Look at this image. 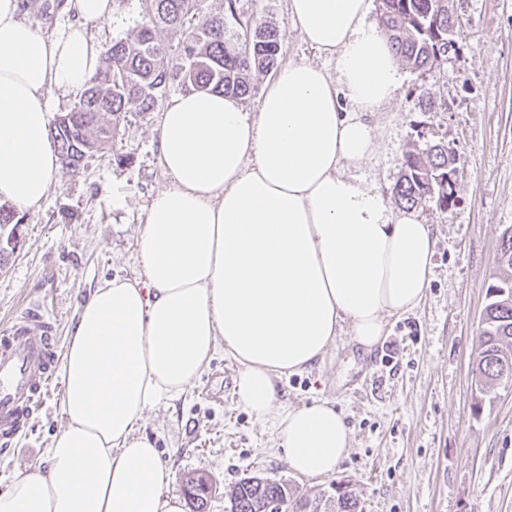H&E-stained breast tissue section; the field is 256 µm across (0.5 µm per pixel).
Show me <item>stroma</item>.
I'll list each match as a JSON object with an SVG mask.
<instances>
[{
  "instance_id": "35a3bbf8",
  "label": "stroma",
  "mask_w": 512,
  "mask_h": 512,
  "mask_svg": "<svg viewBox=\"0 0 512 512\" xmlns=\"http://www.w3.org/2000/svg\"><path fill=\"white\" fill-rule=\"evenodd\" d=\"M449 6L460 20L456 51L423 75L402 67L398 94L381 115L375 157L349 172L387 197L412 146L453 148L455 205L415 211L435 237L426 295L413 310L386 318L384 340L371 353L346 329L323 364L280 383V409L335 403L350 430L347 456L333 475H295L277 451L272 424L237 402L238 366L219 351L184 397L162 402L139 430L174 473L170 494L183 496L185 477L205 474L216 485L208 512H225L234 486L258 474L310 499L347 482L362 512H512V383L479 402L471 372L486 289L499 272L496 246L512 225V0ZM236 14L284 33L280 64L334 70L300 37L288 0H236ZM142 22L141 0H117L111 21L89 31L104 49L132 39ZM423 91L435 111L417 107ZM160 116L129 115L79 174L57 173L43 202L22 211L20 243L0 267V327L35 302L66 340L79 306L100 283L140 275L136 240L146 208L172 182L160 156ZM61 398L62 383L53 381L26 435L0 455V492L45 462L65 423Z\"/></svg>"
}]
</instances>
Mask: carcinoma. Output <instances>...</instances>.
I'll use <instances>...</instances> for the list:
<instances>
[{
	"label": "carcinoma",
	"instance_id": "1",
	"mask_svg": "<svg viewBox=\"0 0 512 512\" xmlns=\"http://www.w3.org/2000/svg\"><path fill=\"white\" fill-rule=\"evenodd\" d=\"M146 22L131 40L112 43L103 66L90 78L69 111V121H56L50 135L58 155L68 159L65 173L75 174L85 160L114 138L129 112H152L172 88L187 92H222L239 98L251 95L252 75L276 65L284 36L269 25H245L249 49L226 37L237 20L236 0H225L224 12L205 11V0H142ZM379 22L399 59L422 74L433 71L448 50V0H378ZM178 30L184 39L167 45L157 30ZM448 145L407 151L392 195L403 209L415 210L432 200L448 210V198L428 196L425 173L448 162ZM507 258L504 274L487 288L484 324L478 328L479 349L472 361L480 394L512 372V225L503 229L496 259ZM189 512H206L211 480L199 474L185 479ZM273 504L270 512H318L284 482L261 476L241 479L229 498L228 512H258V503ZM352 492L336 493V512H358Z\"/></svg>",
	"mask_w": 512,
	"mask_h": 512
}]
</instances>
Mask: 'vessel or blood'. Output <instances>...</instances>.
Wrapping results in <instances>:
<instances>
[{
    "mask_svg": "<svg viewBox=\"0 0 512 512\" xmlns=\"http://www.w3.org/2000/svg\"><path fill=\"white\" fill-rule=\"evenodd\" d=\"M57 357L52 323L30 312L0 329V449L10 450L48 394Z\"/></svg>",
    "mask_w": 512,
    "mask_h": 512,
    "instance_id": "vessel-or-blood-1",
    "label": "vessel or blood"
}]
</instances>
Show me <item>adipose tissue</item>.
I'll use <instances>...</instances> for the list:
<instances>
[{
	"label": "adipose tissue",
	"mask_w": 512,
	"mask_h": 512,
	"mask_svg": "<svg viewBox=\"0 0 512 512\" xmlns=\"http://www.w3.org/2000/svg\"><path fill=\"white\" fill-rule=\"evenodd\" d=\"M80 19L45 37L0 0V201L39 205L58 169L49 93L83 90L101 52L84 28L114 0H66ZM302 37L335 62L281 68L257 111L191 92L160 121L172 184L149 204L138 279L113 277L82 304L59 374L63 428L46 466L15 476L0 512H184L148 411L185 393L216 351L239 367L238 402L273 422L298 475L335 473L350 448L327 400L280 412L277 382L323 362L342 328L377 345L385 317L415 308L430 281L431 225L396 214L347 177L378 143L372 119L400 88L399 61L369 16L372 0H289Z\"/></svg>",
	"instance_id": "ef3b65f1"
}]
</instances>
